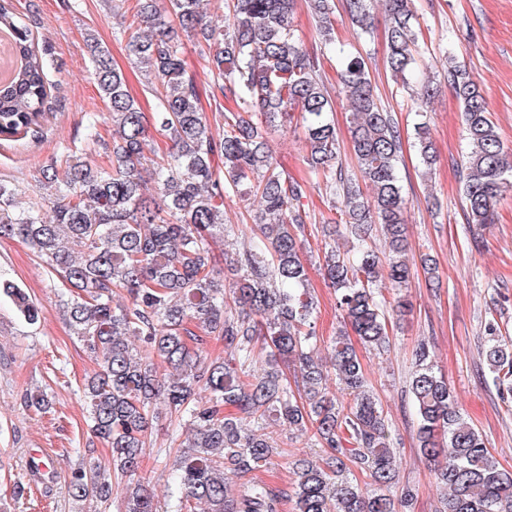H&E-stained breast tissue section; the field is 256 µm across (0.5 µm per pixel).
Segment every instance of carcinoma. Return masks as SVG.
<instances>
[{"instance_id": "obj_1", "label": "carcinoma", "mask_w": 512, "mask_h": 512, "mask_svg": "<svg viewBox=\"0 0 512 512\" xmlns=\"http://www.w3.org/2000/svg\"><path fill=\"white\" fill-rule=\"evenodd\" d=\"M135 0L124 26L126 51L150 76L156 111L147 117L128 90L108 48L91 38L93 76L108 105L112 140L102 144L110 164L87 153L39 168L40 191L20 206L19 189L0 179V239L19 238L70 288L60 299L65 321L96 361L82 384L92 435L112 452V469L95 464L71 473L68 493L102 512L112 486L123 485L125 512H159L139 475L148 430L160 418L172 427L178 473L168 512H400L410 492L394 500V442L383 409L365 379L345 331L319 355L314 297L300 252L311 217L302 204L310 183L283 175L269 149L267 129L299 114L307 164L325 194L343 197L341 223L328 235H350L353 250L324 252L325 277L337 306L359 342L377 351L389 346L388 323L373 286L405 287V199L397 161L400 131L373 94L367 60L342 57L336 71L354 115L352 149L369 186L343 177V159L320 61L294 34L295 0H224V24L204 20L200 0ZM322 43L335 44L334 0H308ZM387 24L386 67L410 88L417 65L414 0H383ZM352 23L372 26L369 0H348ZM200 46L213 86L236 110L224 113L222 131L212 129L195 77L174 27ZM11 36L22 64L0 82V140L43 132L62 63L39 46L29 17L15 0H0V31ZM448 85L459 102L468 142L462 187L468 222L490 224L503 194L512 190V153L504 150L490 119L481 83L462 58L448 56ZM171 142L155 146L149 129ZM422 164L436 154L429 127H415ZM153 192H147V180ZM256 205L249 246L232 254L225 238L224 199ZM380 226L388 252L369 245ZM23 319L37 322V307L0 272V295ZM485 359L492 381L512 392V346L490 324ZM224 342V358L202 357L208 340ZM410 393L418 418L420 455L433 464L441 484L438 512H512V472L493 462L483 436L458 410L448 380L435 370L430 349L416 350ZM264 361L265 368L256 365ZM335 375L350 401L330 393ZM36 411L51 405L46 392L25 395ZM190 435L182 437V427ZM270 426L312 431L327 458L292 463V493L253 479L236 491L229 475L244 477L288 449ZM358 470L370 490L353 479ZM52 474L47 458L30 457L27 475Z\"/></svg>"}]
</instances>
